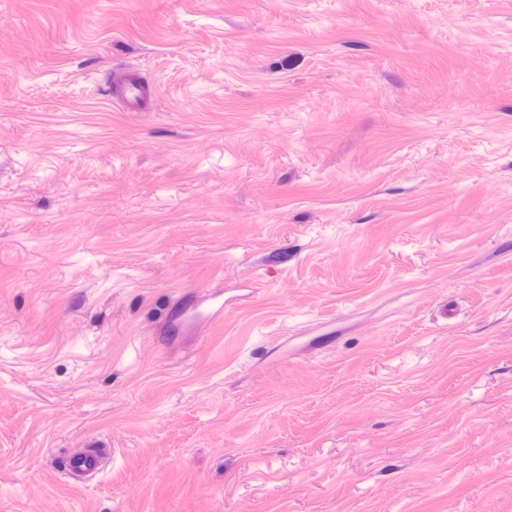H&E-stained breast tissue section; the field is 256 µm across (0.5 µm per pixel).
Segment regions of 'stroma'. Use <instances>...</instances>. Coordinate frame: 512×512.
<instances>
[{"label": "stroma", "instance_id": "35a3bbf8", "mask_svg": "<svg viewBox=\"0 0 512 512\" xmlns=\"http://www.w3.org/2000/svg\"><path fill=\"white\" fill-rule=\"evenodd\" d=\"M0 512H512V0H0ZM66 470L74 477L97 475L102 470L100 455L92 452H83L71 456L67 461Z\"/></svg>", "mask_w": 512, "mask_h": 512}]
</instances>
